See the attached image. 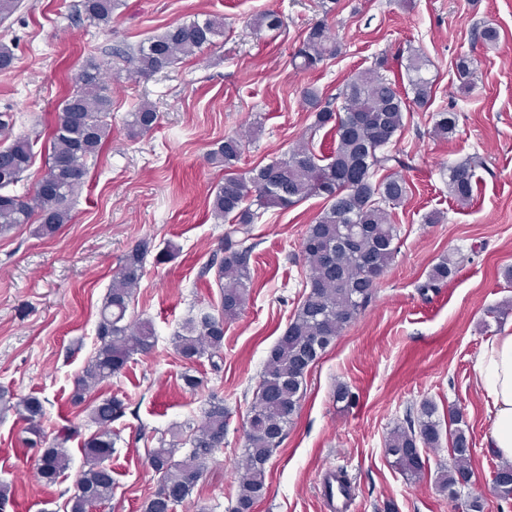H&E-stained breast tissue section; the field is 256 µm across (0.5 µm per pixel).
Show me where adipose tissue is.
I'll return each mask as SVG.
<instances>
[{"mask_svg": "<svg viewBox=\"0 0 512 512\" xmlns=\"http://www.w3.org/2000/svg\"><path fill=\"white\" fill-rule=\"evenodd\" d=\"M475 371L477 387L493 407L489 442L512 462V322L487 341Z\"/></svg>", "mask_w": 512, "mask_h": 512, "instance_id": "ef3b65f1", "label": "adipose tissue"}]
</instances>
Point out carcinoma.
Returning a JSON list of instances; mask_svg holds the SVG:
<instances>
[{"mask_svg": "<svg viewBox=\"0 0 512 512\" xmlns=\"http://www.w3.org/2000/svg\"><path fill=\"white\" fill-rule=\"evenodd\" d=\"M125 0H83L87 20L108 26ZM253 26L275 31L283 26L274 12L253 19ZM224 37L223 19L207 15L203 19L170 25L160 34L141 41L134 50L136 75L147 78L197 57ZM340 45L327 18L315 21L305 32L291 56L292 65L302 71L316 70L336 57ZM426 60L411 55L405 64L407 85L385 74L388 58L382 56L373 66L355 72L347 79L340 96L344 104L336 110L322 102L313 88L303 96L315 112L314 130L327 126L334 130L336 147L330 155H319L309 140L293 146L285 158L240 171L238 163L246 142L237 132L209 153L211 164L224 169L223 182L209 198L211 216L229 225L219 251L201 275L214 273L220 292V308L213 313L198 309L174 336L177 354L186 363L180 374L185 388L198 391L203 380L195 365L205 359L219 373L224 363V326L238 319L252 291L250 243L253 225L270 208L288 209L310 197H321L326 206L308 225L302 253L308 265L305 287L308 291L288 327L271 349L261 372L244 430L243 473L238 482L231 512H253L266 492V465L283 443L288 426L301 410L306 377L311 367L336 342L341 331L352 323L375 299L378 279L393 263L399 249L398 230L391 222L392 210L412 195L409 180L398 172L405 165L394 150L405 128L408 112L426 107L433 94V81L426 76ZM109 62L88 57L70 78V90L59 105L47 134V162L43 175L25 196L13 188L27 179L34 147L41 133L13 134L14 116L0 113V133L6 144L0 146V234L21 224L37 225L36 233L52 237L73 220L72 204L85 186L88 161L103 150L112 135L109 123L112 97L107 93ZM455 69L462 80L461 90L472 87L475 60L460 55ZM158 112L148 101L130 112L128 135L137 138L152 130ZM433 132L440 137L456 133L458 114L437 112ZM476 162L448 167V193L461 205L474 197ZM151 239L138 240L121 258L99 310L96 346L73 381L71 403L86 413V426L80 436L77 428H64L52 441L44 430V400L28 394L12 400L0 390V408L12 410L22 423L19 442L37 458V476L47 486L59 482L70 468L68 442L81 437L84 468L78 480L79 491L66 502V512H93L112 500V454L116 435L112 423L124 417L128 404L115 394L94 396L103 383L125 373L134 356L150 352L157 337L150 321L128 320V311L140 285L147 257L155 262L169 260L177 248L173 244L153 252ZM461 260L445 255L436 262L419 290L437 292L455 278ZM229 414L224 398L210 392L200 422L158 439L149 452L151 470L157 476L154 492L145 502L144 512H171L192 496L214 455L224 448ZM451 439L449 462L440 465L435 485L453 501H460L462 512H485L481 494H461V483L472 475L468 426L456 407L448 408ZM442 442V421L434 402L406 409L403 422L390 432L385 453L405 475L417 477L426 471L423 451L438 449ZM189 446L177 460L179 446ZM495 497L512 501V463H502L493 473Z\"/></svg>", "mask_w": 512, "mask_h": 512, "instance_id": "cac0c4a2", "label": "carcinoma"}]
</instances>
